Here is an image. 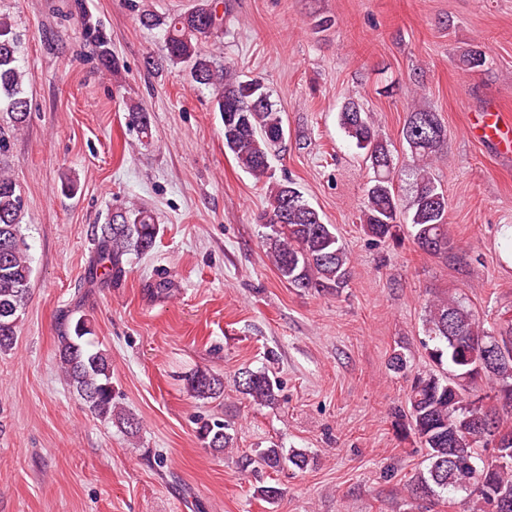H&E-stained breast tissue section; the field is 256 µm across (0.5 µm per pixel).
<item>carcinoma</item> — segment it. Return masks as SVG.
I'll list each match as a JSON object with an SVG mask.
<instances>
[{
  "label": "carcinoma",
  "mask_w": 512,
  "mask_h": 512,
  "mask_svg": "<svg viewBox=\"0 0 512 512\" xmlns=\"http://www.w3.org/2000/svg\"><path fill=\"white\" fill-rule=\"evenodd\" d=\"M140 22L147 29H162L169 60L189 64L193 80L212 90L224 118V146L239 166L258 180L271 178V151L286 134L282 113L260 81L241 80L233 66L216 65L200 47L202 40L223 27L224 17L206 4L166 20L144 13ZM20 44L10 16L1 14L0 110L8 113L15 131L25 127L29 116ZM339 125L365 151L374 172L362 210L364 231L378 239L391 238L399 214L405 211L413 243L432 256L448 254V195L429 171V160L448 138L438 114L414 109L402 128L414 158L407 200L396 191L397 165L389 144L358 102L351 100L342 107ZM21 208L14 180L0 167V352L13 346L16 321L31 291V261L20 233ZM118 218L120 223L104 224L96 232L94 267L102 279L120 276L126 256L150 252L160 232L148 210H126ZM260 221L266 229L268 254L282 280L294 288L317 291L347 286L349 258L336 228L324 223L294 182L272 184ZM426 330L432 342L428 356L438 372L412 376L407 412L396 422L397 432H413L426 449L429 464L427 473L418 478L416 495L427 501L445 495L452 502L459 494L472 512H512V505L506 507L500 500L503 494L512 498V321L505 319L488 330L467 305L448 297L429 305ZM89 334L85 318L67 315L57 336L59 367L90 414L104 421L115 416L136 433L138 419L114 402L111 358L84 340ZM186 386L194 397L211 399L224 391V379L196 370L187 376ZM238 389L258 406L277 402L278 383L266 370L241 369ZM198 435L204 447L217 452L233 446V436L219 420L202 422ZM491 452L499 456L494 468L485 462ZM286 461L303 470L309 456L293 450L285 457L276 445L259 453V464L268 469H279Z\"/></svg>",
  "instance_id": "cac0c4a2"
}]
</instances>
